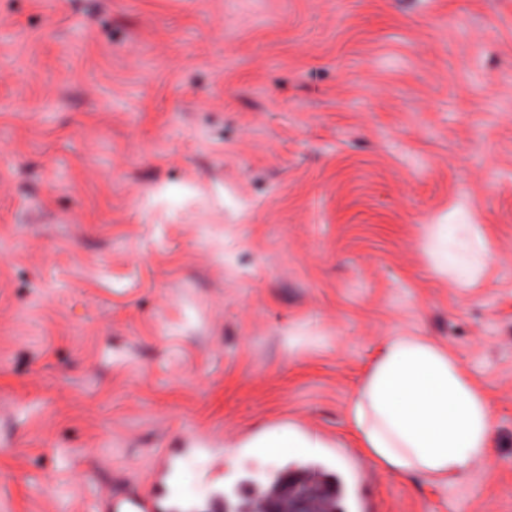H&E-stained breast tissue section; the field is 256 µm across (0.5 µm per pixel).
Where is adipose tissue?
I'll return each instance as SVG.
<instances>
[{
	"label": "adipose tissue",
	"mask_w": 512,
	"mask_h": 512,
	"mask_svg": "<svg viewBox=\"0 0 512 512\" xmlns=\"http://www.w3.org/2000/svg\"><path fill=\"white\" fill-rule=\"evenodd\" d=\"M347 422L359 448L401 477L455 480L492 452L486 395L447 346L418 337L383 343Z\"/></svg>",
	"instance_id": "1"
}]
</instances>
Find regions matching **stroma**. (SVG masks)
Instances as JSON below:
<instances>
[{"label":"stroma","instance_id":"1","mask_svg":"<svg viewBox=\"0 0 512 512\" xmlns=\"http://www.w3.org/2000/svg\"><path fill=\"white\" fill-rule=\"evenodd\" d=\"M393 336L491 402L461 479L347 430ZM282 426L324 445L247 447ZM193 436L241 491L313 461L372 512H512V0H0V512H88ZM437 232L432 246L436 268L441 272H448V225H437Z\"/></svg>","mask_w":512,"mask_h":512}]
</instances>
